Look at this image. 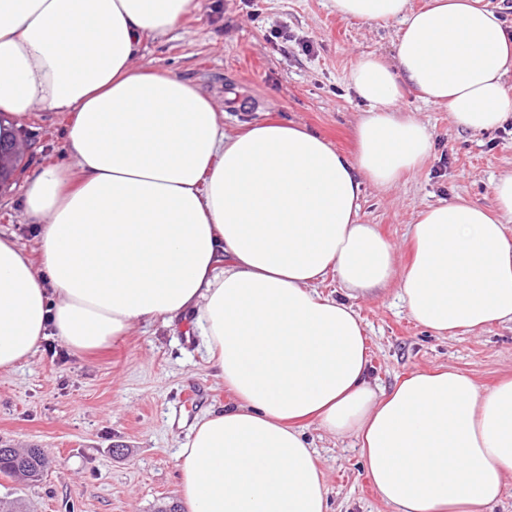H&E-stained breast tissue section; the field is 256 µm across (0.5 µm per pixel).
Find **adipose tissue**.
I'll return each instance as SVG.
<instances>
[{"label": "adipose tissue", "instance_id": "obj_1", "mask_svg": "<svg viewBox=\"0 0 512 512\" xmlns=\"http://www.w3.org/2000/svg\"><path fill=\"white\" fill-rule=\"evenodd\" d=\"M344 17L395 21L394 63L350 73L368 108L345 155L292 122L230 133L191 80L134 64L193 0H0V112H63L71 159L23 192L39 261L0 232V371L57 337L76 353L137 323L194 316L209 362L235 395L177 455L185 512H331L302 422L355 435L394 512H485L512 475V377L480 388L443 366L392 389L368 380L364 329L322 297L336 273L350 297L399 278L412 319L437 334L512 321V174L494 207L457 196L422 209L404 271L363 185L394 186L432 149L401 117L406 91L484 132L512 112V32L480 0H335Z\"/></svg>", "mask_w": 512, "mask_h": 512}]
</instances>
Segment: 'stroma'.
Masks as SVG:
<instances>
[{
	"mask_svg": "<svg viewBox=\"0 0 512 512\" xmlns=\"http://www.w3.org/2000/svg\"><path fill=\"white\" fill-rule=\"evenodd\" d=\"M162 40L148 39L138 66L195 82L235 131L278 117L319 134L343 153L365 104L349 87L356 60L392 59L397 22L341 16L334 0H197ZM402 114L423 123L433 149L422 165L387 190L365 184L360 220L378 225L393 245L395 266L410 259L418 212L455 196L489 206L492 183L512 172V117L490 133L455 128L447 108L407 94ZM68 118L31 112L18 119L30 148L27 171L69 159ZM0 228L30 255L36 236L22 206V187L0 192ZM392 279L376 294L349 299L335 274L322 295L349 302L369 348V380L391 388L410 374L459 369L479 385L512 376V323L440 336L416 323ZM234 397L209 367L193 316L170 325L134 324L109 348L76 354L48 337L28 362L0 372V448H42L51 459L41 481L0 475V498L32 512H163L179 504L176 453L206 411ZM316 449L332 512H394L377 493L353 437L304 424Z\"/></svg>",
	"mask_w": 512,
	"mask_h": 512,
	"instance_id": "35a3bbf8",
	"label": "stroma"
}]
</instances>
